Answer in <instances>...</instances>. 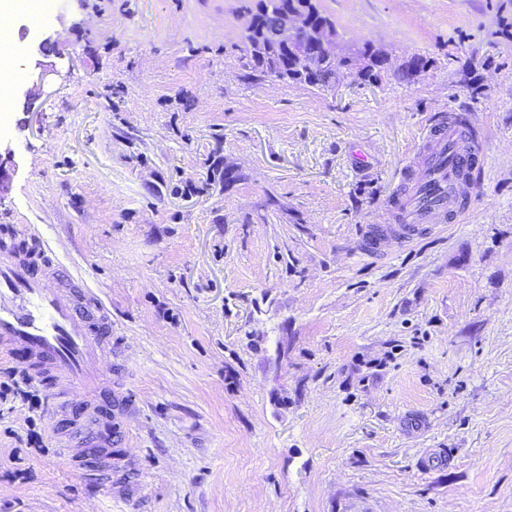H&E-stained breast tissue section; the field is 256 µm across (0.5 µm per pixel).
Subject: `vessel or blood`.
<instances>
[{
	"mask_svg": "<svg viewBox=\"0 0 512 512\" xmlns=\"http://www.w3.org/2000/svg\"><path fill=\"white\" fill-rule=\"evenodd\" d=\"M484 140L468 113L438 117L414 153L408 186L390 205L396 228L362 229V250L374 257L387 237L407 245L450 215L448 202L475 190L486 173ZM30 225L17 224L0 240V354L16 350L29 376L48 393L50 408L65 406L73 424L86 428L80 447H65L63 463L79 472L96 462L112 468V405L99 368L112 358V314L84 274L60 264L41 243L26 248Z\"/></svg>",
	"mask_w": 512,
	"mask_h": 512,
	"instance_id": "vessel-or-blood-1",
	"label": "vessel or blood"
}]
</instances>
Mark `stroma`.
I'll return each instance as SVG.
<instances>
[{
    "mask_svg": "<svg viewBox=\"0 0 512 512\" xmlns=\"http://www.w3.org/2000/svg\"><path fill=\"white\" fill-rule=\"evenodd\" d=\"M64 2L15 22L54 46L0 116V233L33 225L111 309L112 476L6 403L0 512H512V0H317L389 59L332 92L245 68L257 0ZM451 109L486 140L462 222L366 256Z\"/></svg>",
    "mask_w": 512,
    "mask_h": 512,
    "instance_id": "35a3bbf8",
    "label": "stroma"
}]
</instances>
